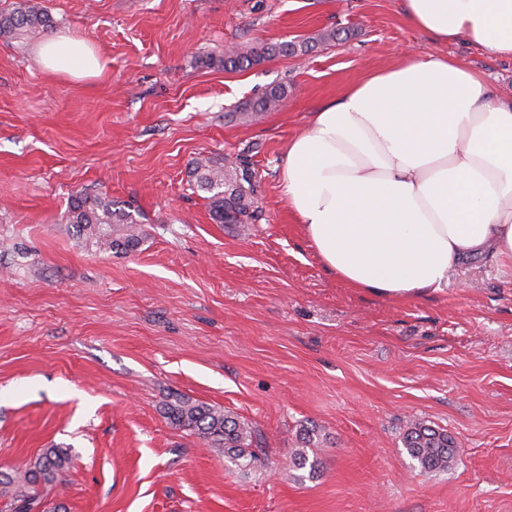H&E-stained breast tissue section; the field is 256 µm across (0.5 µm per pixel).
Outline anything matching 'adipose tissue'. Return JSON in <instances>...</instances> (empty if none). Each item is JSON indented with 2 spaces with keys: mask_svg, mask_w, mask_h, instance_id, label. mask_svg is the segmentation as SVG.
I'll list each match as a JSON object with an SVG mask.
<instances>
[{
  "mask_svg": "<svg viewBox=\"0 0 512 512\" xmlns=\"http://www.w3.org/2000/svg\"><path fill=\"white\" fill-rule=\"evenodd\" d=\"M439 43L466 37L512 59V0H402ZM49 73L99 76L110 58L47 37ZM323 266L394 299L435 294L471 257L512 271V99L477 72L415 51L370 72L311 116L288 144L279 182Z\"/></svg>",
  "mask_w": 512,
  "mask_h": 512,
  "instance_id": "obj_1",
  "label": "adipose tissue"
}]
</instances>
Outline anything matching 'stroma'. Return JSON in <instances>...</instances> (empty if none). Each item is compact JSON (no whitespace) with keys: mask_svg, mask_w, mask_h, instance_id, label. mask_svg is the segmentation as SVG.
Listing matches in <instances>:
<instances>
[{"mask_svg":"<svg viewBox=\"0 0 512 512\" xmlns=\"http://www.w3.org/2000/svg\"><path fill=\"white\" fill-rule=\"evenodd\" d=\"M38 2L112 68L51 75L40 38L0 39V471L68 450V512H512V274L485 254L436 294L349 287L278 189L289 141L369 71L434 48L512 98V61L433 45L401 0ZM332 28L346 40L302 56L198 64ZM276 84L281 105L240 122ZM244 152L258 217L215 223L190 164ZM79 194L131 211L137 250L67 224ZM178 394L249 423L253 465L166 419ZM415 422L455 438L451 469L414 468ZM306 426L313 475L286 462Z\"/></svg>","mask_w":512,"mask_h":512,"instance_id":"stroma-1","label":"stroma"}]
</instances>
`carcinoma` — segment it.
<instances>
[{
    "instance_id": "carcinoma-1",
    "label": "carcinoma",
    "mask_w": 512,
    "mask_h": 512,
    "mask_svg": "<svg viewBox=\"0 0 512 512\" xmlns=\"http://www.w3.org/2000/svg\"><path fill=\"white\" fill-rule=\"evenodd\" d=\"M52 28V21L33 0H21L8 14L0 15V37L27 39ZM307 41H286L267 47H250L244 53L226 52L207 56L203 63L226 70H244L266 59L304 55ZM285 85H275L253 102L245 103L240 118L255 121L277 107L287 97ZM191 175L197 188L208 193L209 213L217 224H247L256 218L253 173L248 156L241 154L230 166L215 157H199L191 163ZM66 221L80 227L102 250L128 253L138 248L142 237L133 215L104 197L78 195L71 199ZM165 415L175 425L191 431L213 448L224 449V456L238 466L256 460L251 449L253 432L245 424L206 403L178 397L167 405ZM314 431L303 434L304 446L295 448L289 462L297 469L315 473L319 461L309 459L305 446L312 444ZM404 448L422 473L446 471L456 462L459 448L448 433L420 423L406 433ZM70 466L69 454L61 448H47L23 469L0 472V512H66L62 504L48 500L49 493L62 484Z\"/></svg>"
}]
</instances>
